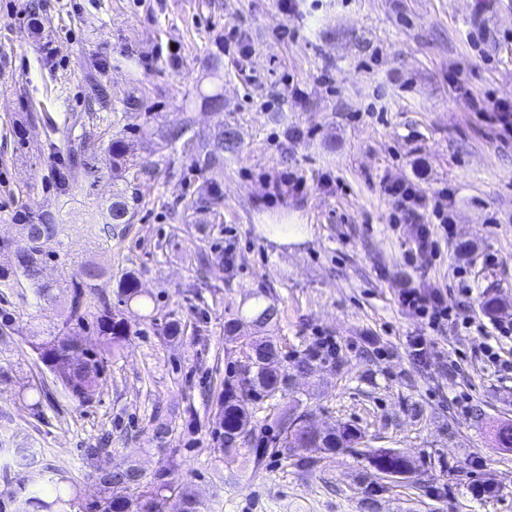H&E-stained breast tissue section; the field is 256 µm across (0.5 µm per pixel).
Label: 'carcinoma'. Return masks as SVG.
<instances>
[{
	"instance_id": "1",
	"label": "carcinoma",
	"mask_w": 512,
	"mask_h": 512,
	"mask_svg": "<svg viewBox=\"0 0 512 512\" xmlns=\"http://www.w3.org/2000/svg\"><path fill=\"white\" fill-rule=\"evenodd\" d=\"M148 129L132 127L123 129L112 136L103 148L109 159L107 175L112 179L115 190L109 200L106 212L110 224H128L132 218V203L136 192L122 184L124 174L133 167L147 170L138 160L135 143ZM154 134L166 142L182 143L183 151L191 157L196 166L215 174L223 173L224 153H234L240 147L237 130L228 123H220L208 136L202 138L193 131L191 118L176 128L165 130L161 127ZM96 151L95 143L81 142L70 150L68 167L61 174L64 187L89 172L87 155ZM25 246L16 252L15 268L12 271L0 269V288H11L14 279L21 276L31 287L38 299L49 305L54 301L56 285L43 280L41 272L47 254L43 242L55 237L59 225L48 214L24 225ZM101 270L97 266H84L65 281L69 293L68 315L65 325L80 326L84 323L89 309L97 307L95 325L101 338L98 349L88 351L71 340L64 331L38 339L32 343L45 366L55 367L61 359L72 360L67 372L56 384L71 397L85 401L97 386L101 377L106 355L121 348L122 342L131 333V325L125 318L112 312V305L106 296L97 291ZM119 302L130 305L136 301L148 305L150 297L140 288L138 276L133 272L124 274L117 292ZM278 311L273 304L257 302L251 313V322L258 327L268 325L277 318ZM250 349V362L244 364L239 373L224 382V392L217 403L216 415L224 440V456L243 455L253 458L255 464L274 447L276 450L292 453L297 450L308 452L299 459L301 466L314 467L322 454L348 452L368 461L378 474L385 478L403 477L416 473L413 463L389 448L365 450V432L350 423L340 424L320 434L305 429V414H293L277 422L278 434L274 438L266 435L267 427L257 428L248 404L260 398H274L288 387V369L306 373L316 362L336 364L330 354L308 352L292 364L285 365L286 359L271 340L245 339ZM38 465L36 454L29 448H0V468L5 474L18 476V491L9 502H0V512H198L197 500L188 487L170 478V473L161 469L149 481L135 466L119 467L112 472V481L101 484V496L86 505L77 497L76 484L48 467H43L41 481L30 483L26 473ZM133 490L130 496L117 495L114 488Z\"/></svg>"
}]
</instances>
